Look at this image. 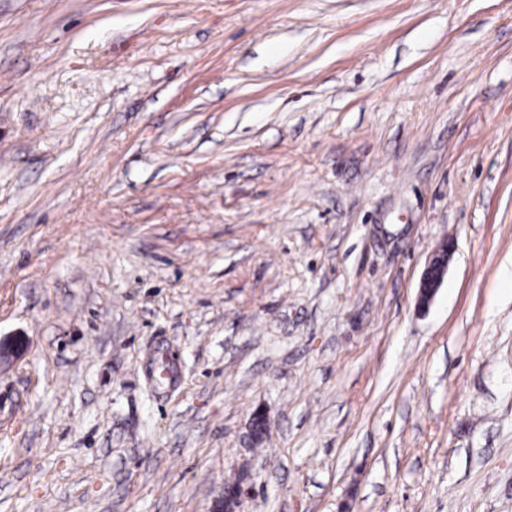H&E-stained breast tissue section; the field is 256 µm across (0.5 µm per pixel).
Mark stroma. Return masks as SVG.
Segmentation results:
<instances>
[{
    "label": "stroma",
    "mask_w": 512,
    "mask_h": 512,
    "mask_svg": "<svg viewBox=\"0 0 512 512\" xmlns=\"http://www.w3.org/2000/svg\"><path fill=\"white\" fill-rule=\"evenodd\" d=\"M20 337L0 512H512V0H0ZM455 245L452 241H443L428 261L419 284L417 303L421 308L429 307L441 287L448 265L453 257Z\"/></svg>",
    "instance_id": "1"
}]
</instances>
